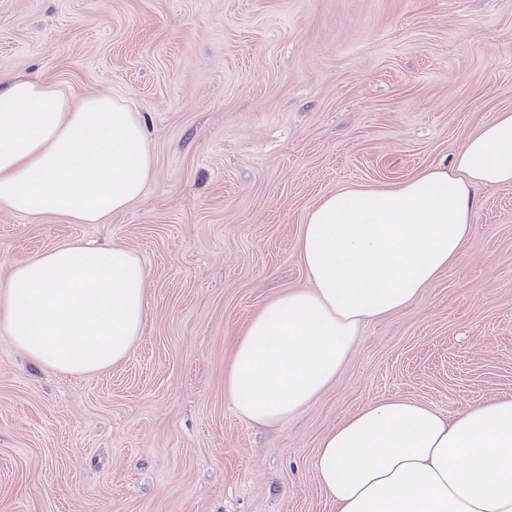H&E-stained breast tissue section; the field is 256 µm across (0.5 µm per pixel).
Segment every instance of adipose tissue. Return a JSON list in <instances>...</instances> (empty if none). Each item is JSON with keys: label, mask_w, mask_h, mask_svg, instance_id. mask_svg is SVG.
I'll return each instance as SVG.
<instances>
[{"label": "adipose tissue", "mask_w": 512, "mask_h": 512, "mask_svg": "<svg viewBox=\"0 0 512 512\" xmlns=\"http://www.w3.org/2000/svg\"><path fill=\"white\" fill-rule=\"evenodd\" d=\"M144 122L109 95L0 78V207L103 224L154 178ZM512 185V111L464 137L452 168L389 187L346 186L301 226L308 287L266 302L224 377L236 413L275 424L313 404L363 325L411 305L456 262L476 193ZM148 274L118 245L73 241L0 278V326L35 363L83 375L124 360L148 317ZM313 469L336 512H512V396L455 418L408 399L369 403L321 439Z\"/></svg>", "instance_id": "ef3b65f1"}]
</instances>
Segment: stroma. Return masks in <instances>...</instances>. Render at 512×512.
Instances as JSON below:
<instances>
[{
    "label": "stroma",
    "mask_w": 512,
    "mask_h": 512,
    "mask_svg": "<svg viewBox=\"0 0 512 512\" xmlns=\"http://www.w3.org/2000/svg\"><path fill=\"white\" fill-rule=\"evenodd\" d=\"M17 74L124 99L156 175L104 224L0 209V276L73 240L149 271L143 332L103 370L34 364L0 327V512H336L312 458L362 405L512 395V185L479 191L455 265L367 324L317 402L259 426L224 394L250 317L307 284L312 206L452 165L512 110V0H0Z\"/></svg>",
    "instance_id": "35a3bbf8"
}]
</instances>
